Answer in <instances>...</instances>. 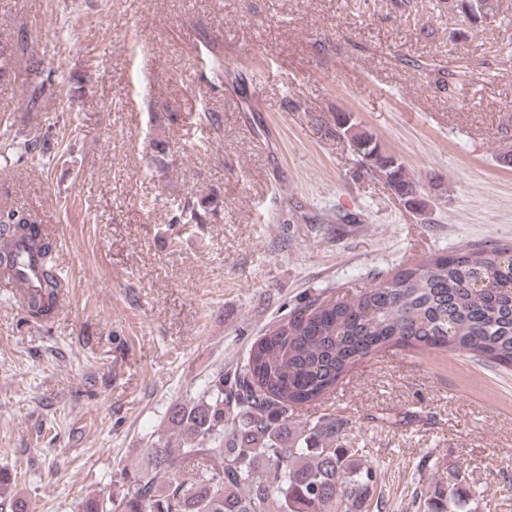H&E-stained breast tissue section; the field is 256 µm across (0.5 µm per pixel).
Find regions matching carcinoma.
I'll list each match as a JSON object with an SVG mask.
<instances>
[{"instance_id":"cac0c4a2","label":"carcinoma","mask_w":512,"mask_h":512,"mask_svg":"<svg viewBox=\"0 0 512 512\" xmlns=\"http://www.w3.org/2000/svg\"><path fill=\"white\" fill-rule=\"evenodd\" d=\"M472 28L494 21L498 0H451ZM0 80L28 50L27 37L0 38ZM336 113L332 132H351L350 150L370 172L404 195L418 185L401 163L378 151L358 125ZM209 211L184 200L178 220L205 224ZM55 246L18 210H0V273L35 254L41 285L26 291L29 312L53 310L59 283ZM512 245L471 246L432 257L386 278L354 284L353 296L334 304L320 296L296 304L254 344L242 364L213 372L194 398L175 403L166 431L137 466L121 473L122 491L83 500L79 512H359L378 480L377 470L348 448L340 426L321 418L301 427L293 407L329 393L359 361L391 346L466 352L512 369ZM166 480H161V477ZM472 494L459 484L421 487L413 502L423 512H471Z\"/></svg>"}]
</instances>
